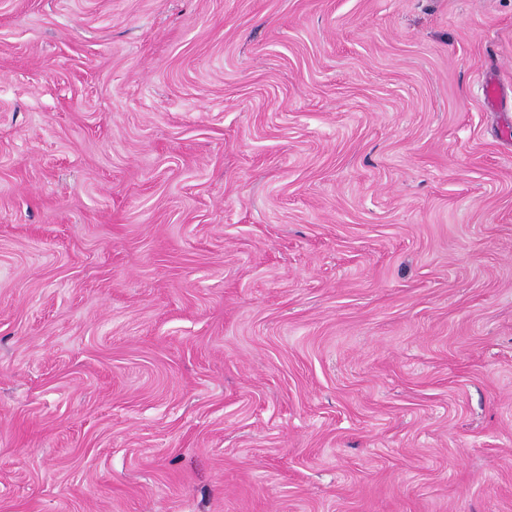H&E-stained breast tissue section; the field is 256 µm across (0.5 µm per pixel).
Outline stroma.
Listing matches in <instances>:
<instances>
[{
  "mask_svg": "<svg viewBox=\"0 0 512 512\" xmlns=\"http://www.w3.org/2000/svg\"><path fill=\"white\" fill-rule=\"evenodd\" d=\"M0 512H512V0H0Z\"/></svg>",
  "mask_w": 512,
  "mask_h": 512,
  "instance_id": "35a3bbf8",
  "label": "stroma"
}]
</instances>
